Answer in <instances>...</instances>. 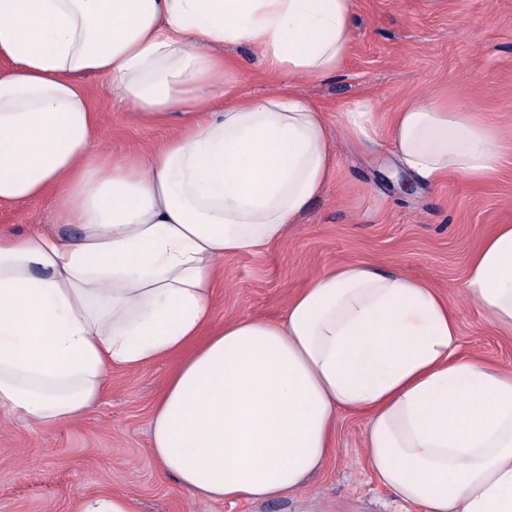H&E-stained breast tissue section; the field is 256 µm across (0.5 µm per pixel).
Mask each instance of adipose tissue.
<instances>
[{
    "mask_svg": "<svg viewBox=\"0 0 512 512\" xmlns=\"http://www.w3.org/2000/svg\"><path fill=\"white\" fill-rule=\"evenodd\" d=\"M355 0H0V206L56 195L75 236L0 234V408L60 427L108 372L169 358L151 452L210 501L304 489L366 415L377 480L422 512H512V370L457 354L455 313L426 281L364 262L309 280L280 318L213 323L216 263L282 242L331 183L333 135L387 141L420 181L480 188L512 141L500 125L418 95L372 96L335 123L289 88H236L228 48L309 82L342 72ZM180 133L122 159L95 150L85 85ZM479 315L512 335V224L470 254Z\"/></svg>",
    "mask_w": 512,
    "mask_h": 512,
    "instance_id": "1",
    "label": "adipose tissue"
}]
</instances>
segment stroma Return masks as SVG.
Returning a JSON list of instances; mask_svg holds the SVG:
<instances>
[{
    "label": "stroma",
    "mask_w": 512,
    "mask_h": 512,
    "mask_svg": "<svg viewBox=\"0 0 512 512\" xmlns=\"http://www.w3.org/2000/svg\"><path fill=\"white\" fill-rule=\"evenodd\" d=\"M353 47L335 79L297 81L299 91L335 120L336 106L364 95L393 112L419 94L501 123L512 122V0H357ZM238 89L262 96L287 89L288 77L263 75L249 47L233 50ZM100 108L98 146L115 156L143 153L176 134L175 125L142 123L113 103L105 80H86ZM337 159L330 187L304 223L257 254L219 262L213 321L276 318L309 279L327 267L370 262L430 281L456 313L459 352L495 367H512V336L482 319L465 294L466 266L483 233L512 224V156L501 178L470 189L415 183L404 191L390 172L388 144L353 148L332 139ZM54 195L0 207V232L59 231ZM170 365L112 368L101 401L60 428H35L0 413V512H71L80 495L127 494L139 512H421L397 501L369 470L367 419L340 416L336 447L323 469L297 493L268 501L213 503L182 491L150 453L149 420Z\"/></svg>",
    "instance_id": "obj_1"
}]
</instances>
